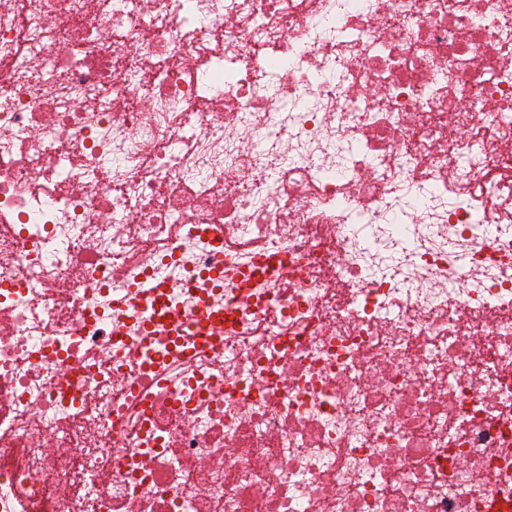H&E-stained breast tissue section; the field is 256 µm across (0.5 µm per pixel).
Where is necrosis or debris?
<instances>
[{
	"mask_svg": "<svg viewBox=\"0 0 512 512\" xmlns=\"http://www.w3.org/2000/svg\"><path fill=\"white\" fill-rule=\"evenodd\" d=\"M495 501L512 0H0V512Z\"/></svg>",
	"mask_w": 512,
	"mask_h": 512,
	"instance_id": "obj_1",
	"label": "necrosis or debris"
}]
</instances>
